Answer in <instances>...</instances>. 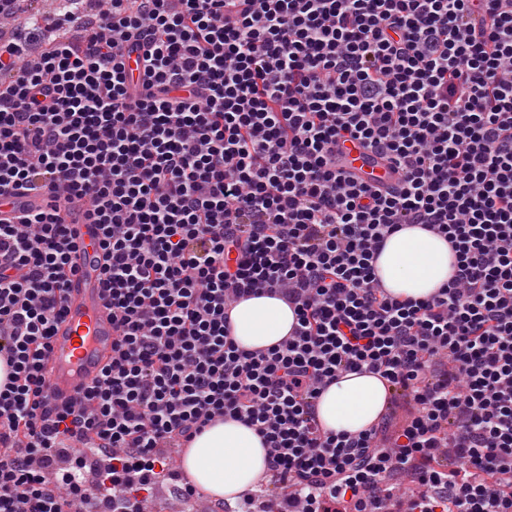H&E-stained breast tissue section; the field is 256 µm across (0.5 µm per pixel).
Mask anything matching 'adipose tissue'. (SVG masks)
I'll use <instances>...</instances> for the list:
<instances>
[{"label":"adipose tissue","instance_id":"adipose-tissue-1","mask_svg":"<svg viewBox=\"0 0 512 512\" xmlns=\"http://www.w3.org/2000/svg\"><path fill=\"white\" fill-rule=\"evenodd\" d=\"M452 253L442 237L406 226L388 237L377 260L385 288L400 297L425 298L446 285L453 274ZM231 334L239 346L259 349L288 336L296 317L281 299L260 294L238 302L231 313ZM389 390L380 377L346 372L322 392L319 419L325 429L357 433L376 424ZM267 466L261 438L240 422L226 420L206 428L191 443L184 472L203 490L217 496L243 492Z\"/></svg>","mask_w":512,"mask_h":512}]
</instances>
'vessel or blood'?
Masks as SVG:
<instances>
[{
    "label": "vessel or blood",
    "mask_w": 512,
    "mask_h": 512,
    "mask_svg": "<svg viewBox=\"0 0 512 512\" xmlns=\"http://www.w3.org/2000/svg\"><path fill=\"white\" fill-rule=\"evenodd\" d=\"M338 166L384 187L397 183L388 163L353 142L341 143ZM47 201L44 191L22 188L0 196V221L41 210ZM80 247L73 255L76 267L64 293V314L50 340L46 365V389L50 402L64 404L74 399L100 373L112 356V310L99 285L103 255L98 246V225L86 223L82 206L68 212Z\"/></svg>",
    "instance_id": "vessel-or-blood-1"
}]
</instances>
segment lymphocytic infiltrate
I'll return each instance as SVG.
<instances>
[{
    "label": "lymphocytic infiltrate",
    "instance_id": "lymphocytic-infiltrate-1",
    "mask_svg": "<svg viewBox=\"0 0 512 512\" xmlns=\"http://www.w3.org/2000/svg\"><path fill=\"white\" fill-rule=\"evenodd\" d=\"M0 41V195L44 185L0 223V512H144L185 448L233 419L267 448L266 512H512V0H84ZM140 54L138 77L127 53ZM385 158V191L336 166ZM99 224L112 358L49 406L44 365L78 243ZM408 224L447 240V286L393 296L375 263ZM296 323L240 347L235 303ZM448 361L433 377L432 364ZM379 375L412 402L357 434L325 430L323 390ZM108 450L93 484L60 442ZM411 468L403 499L385 484ZM336 163L340 168L383 187H392L397 183V175L390 169L386 161L351 141L339 145L338 152H336ZM232 338L245 349L267 348L288 336L296 317L281 299L267 294L238 302L231 313Z\"/></svg>",
    "mask_w": 512,
    "mask_h": 512
}]
</instances>
